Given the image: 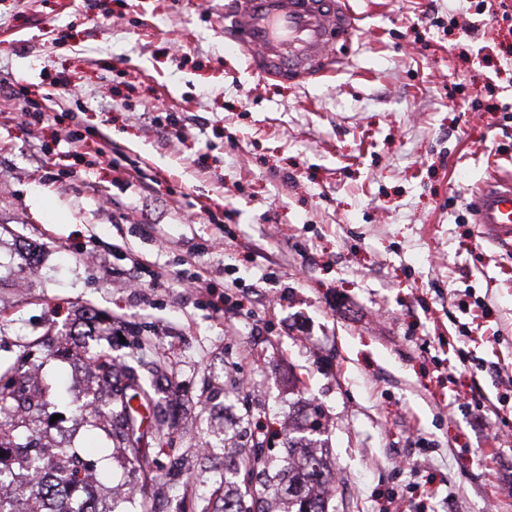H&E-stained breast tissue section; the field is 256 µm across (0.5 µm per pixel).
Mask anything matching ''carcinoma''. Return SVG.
<instances>
[{
  "mask_svg": "<svg viewBox=\"0 0 512 512\" xmlns=\"http://www.w3.org/2000/svg\"><path fill=\"white\" fill-rule=\"evenodd\" d=\"M86 362L102 379L107 394L105 406L96 399L78 405L79 412L94 427L104 428L132 472L143 470L148 463L143 449L150 437L164 445L162 426L168 423L159 403L145 387L141 368L161 380L165 362L161 358L149 363L124 364L116 367L111 357L101 351H87ZM57 396L52 383L42 379L25 361L0 371V436L35 437L36 418L47 413ZM62 460L44 463L31 453V446L0 440V512H71L63 508L66 487L93 478L80 453L73 448L61 449ZM263 464L258 448H239L234 458L224 464V507L221 512H328L326 502L332 491L331 476L321 459L312 451L301 460L288 464V471H277L252 489V505L233 492L236 478L251 485L257 467Z\"/></svg>",
  "mask_w": 512,
  "mask_h": 512,
  "instance_id": "carcinoma-1",
  "label": "carcinoma"
}]
</instances>
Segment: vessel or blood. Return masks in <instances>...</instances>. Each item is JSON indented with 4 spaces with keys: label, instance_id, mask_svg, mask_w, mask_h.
<instances>
[{
    "label": "vessel or blood",
    "instance_id": "1",
    "mask_svg": "<svg viewBox=\"0 0 512 512\" xmlns=\"http://www.w3.org/2000/svg\"><path fill=\"white\" fill-rule=\"evenodd\" d=\"M356 30L349 0H230L224 44L243 53L262 79L292 84L336 72ZM474 215L498 242L512 240V180L491 174Z\"/></svg>",
    "mask_w": 512,
    "mask_h": 512
}]
</instances>
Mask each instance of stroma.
Listing matches in <instances>:
<instances>
[{
	"label": "stroma",
	"mask_w": 512,
	"mask_h": 512,
	"mask_svg": "<svg viewBox=\"0 0 512 512\" xmlns=\"http://www.w3.org/2000/svg\"><path fill=\"white\" fill-rule=\"evenodd\" d=\"M224 2L0 0V367L78 329L38 359L63 399L37 427L96 463L107 512H206L225 449L286 460L318 410L328 512H512V389L459 365L512 368V246L471 210L512 175V0H351L344 63L305 86L225 51ZM27 90L47 119L21 116ZM107 143L143 178L95 164ZM138 266L157 278L134 290ZM140 342L168 361L150 459L196 458L192 484L134 482L75 411L86 350ZM475 381L484 409L454 405Z\"/></svg>",
	"instance_id": "1"
}]
</instances>
